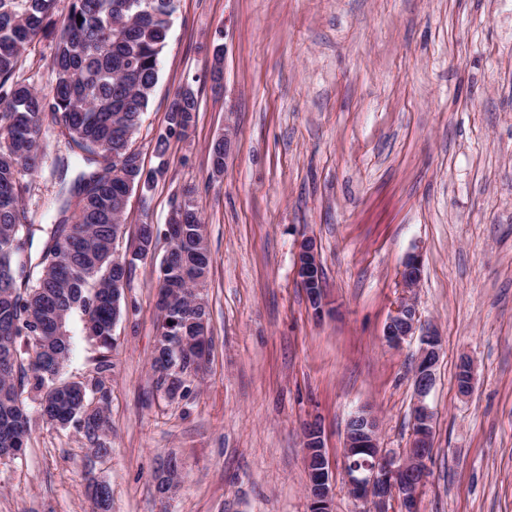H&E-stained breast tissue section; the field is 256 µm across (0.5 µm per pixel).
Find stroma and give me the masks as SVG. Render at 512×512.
Segmentation results:
<instances>
[{"mask_svg": "<svg viewBox=\"0 0 512 512\" xmlns=\"http://www.w3.org/2000/svg\"><path fill=\"white\" fill-rule=\"evenodd\" d=\"M51 55L35 40L18 79L48 90ZM187 84L195 122L158 157L170 99ZM228 129L233 151L214 178L210 147ZM46 140L24 197L42 225L58 218L65 151ZM132 147L144 170L166 172L130 194L119 248L135 249L141 224L165 226L194 189L213 257L210 363L175 399L152 369L158 241L136 261L113 331L111 453L89 460L74 429L36 425L22 459L0 463V512H95L89 470L110 485V512H309L310 421L333 464V512H363L343 480L345 430L367 407L383 448L409 445L421 343L393 349L382 332L414 251L421 325L442 340L420 510L512 512V0H179ZM306 237L322 265L320 317L297 276ZM69 334L62 379H92L101 351L80 316ZM170 456L182 484L164 499L154 472ZM422 256L418 252L410 253L399 271V280L406 293L417 288L422 274Z\"/></svg>", "mask_w": 512, "mask_h": 512, "instance_id": "35a3bbf8", "label": "stroma"}]
</instances>
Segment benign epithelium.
<instances>
[{
    "label": "benign epithelium",
    "mask_w": 512,
    "mask_h": 512,
    "mask_svg": "<svg viewBox=\"0 0 512 512\" xmlns=\"http://www.w3.org/2000/svg\"><path fill=\"white\" fill-rule=\"evenodd\" d=\"M422 264L421 254L412 252L399 271V280L407 295L396 305L383 329V340L391 347L402 345L418 329L419 312L408 293L420 282ZM297 275L312 306L321 309L320 262L315 242L310 238L299 244ZM420 341L419 361L413 374L415 401L409 446L398 452L382 448L378 418L366 408L358 409L349 418L344 448V480L349 493L369 506L368 512H389L388 505L392 502L397 504L400 512H419L420 493L429 476L434 416L426 398L434 386V369L441 346L440 336L431 328L420 335ZM459 372V390L467 394L472 390L474 381L470 362L463 361ZM304 447L310 512H331V468L318 424L309 423L305 427Z\"/></svg>",
    "instance_id": "benign-epithelium-1"
}]
</instances>
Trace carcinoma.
<instances>
[{
    "label": "carcinoma",
    "instance_id": "carcinoma-1",
    "mask_svg": "<svg viewBox=\"0 0 512 512\" xmlns=\"http://www.w3.org/2000/svg\"><path fill=\"white\" fill-rule=\"evenodd\" d=\"M59 2L0 0V459L14 460L26 447L31 417L22 394L27 390L37 393L45 423L75 428L98 457L111 452L104 380L60 381L71 350L67 323L77 313L84 326L93 327L105 350L98 370L110 367L107 353L121 300L116 284L147 256L152 238H160L159 229L144 224L128 263L113 258L128 185L147 193L164 174L162 166L143 174L129 151L158 81L177 0H70L61 22ZM39 37L54 40L48 94L15 79L23 55ZM196 112L192 88L177 90L165 132L155 141L158 156L166 154L171 138L184 135ZM49 129L58 131L66 147L56 157L59 179L65 180L79 159L90 170L78 171L68 191L77 198L74 216L68 215L65 198L58 223L45 228L33 223L22 200L30 191L23 176L37 172ZM211 168L224 173L220 140L211 149ZM171 221L173 243L158 275L159 291L169 293L203 277L211 263L205 224L191 193L174 207ZM38 231L46 239L34 253ZM207 331L208 307L195 301H175L160 320V355L152 368L168 394L189 392L194 357L202 352L196 337ZM90 385L101 394L97 406L82 395ZM177 468V460L168 458L156 475L158 492L171 486Z\"/></svg>",
    "mask_w": 512,
    "mask_h": 512
}]
</instances>
